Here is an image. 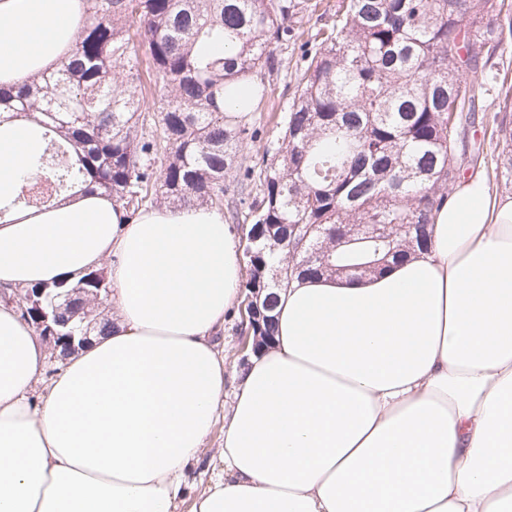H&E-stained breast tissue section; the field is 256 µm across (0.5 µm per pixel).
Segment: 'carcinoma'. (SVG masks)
<instances>
[{"label":"carcinoma","mask_w":512,"mask_h":512,"mask_svg":"<svg viewBox=\"0 0 512 512\" xmlns=\"http://www.w3.org/2000/svg\"><path fill=\"white\" fill-rule=\"evenodd\" d=\"M69 63L0 95V122L38 114L43 194L14 205L40 210L77 189H96L133 215L153 203L224 210V177L251 128L225 114L224 88L282 66L303 35L308 0H89ZM512 34V0H340L310 35L282 134L248 169V232L281 237L254 249L263 279L247 288L279 294L293 280L340 270L394 248V263L430 242L441 204L463 178L457 150L486 91V68ZM224 40L231 54L198 47ZM144 49L139 57L135 46ZM501 147L493 177L512 187V85L498 92ZM361 224L398 234L333 255L319 272L307 258ZM406 224L422 236L406 237ZM61 288L111 287L104 268Z\"/></svg>","instance_id":"carcinoma-1"}]
</instances>
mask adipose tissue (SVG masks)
I'll return each instance as SVG.
<instances>
[{"instance_id": "ef3b65f1", "label": "adipose tissue", "mask_w": 512, "mask_h": 512, "mask_svg": "<svg viewBox=\"0 0 512 512\" xmlns=\"http://www.w3.org/2000/svg\"><path fill=\"white\" fill-rule=\"evenodd\" d=\"M87 8L0 0V90L60 67ZM42 148L30 118L0 123V287L105 264L117 313L40 396L50 351L0 302V512H175L219 419L224 475L190 512H512V195L484 173L428 251L283 289L227 401L212 338L240 297L239 228L97 193L12 206Z\"/></svg>"}]
</instances>
